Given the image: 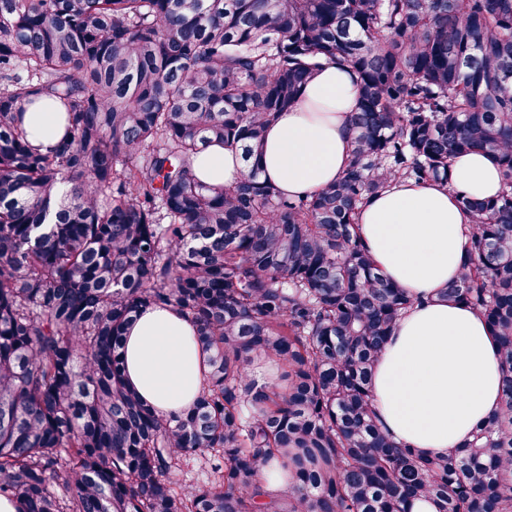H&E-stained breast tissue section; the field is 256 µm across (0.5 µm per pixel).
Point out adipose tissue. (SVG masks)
I'll return each instance as SVG.
<instances>
[{
	"label": "adipose tissue",
	"mask_w": 512,
	"mask_h": 512,
	"mask_svg": "<svg viewBox=\"0 0 512 512\" xmlns=\"http://www.w3.org/2000/svg\"><path fill=\"white\" fill-rule=\"evenodd\" d=\"M358 93L351 67L325 65L268 131L262 178L296 196L342 177ZM24 124L30 141L44 150L63 128L44 102L28 109ZM244 169L237 150L213 144L198 154L194 175L211 186H230ZM500 189L497 160L471 150L451 162L447 182L397 184L368 196L359 214L363 243L378 268L421 298L389 337L372 384L381 424L426 454L463 443L500 408L498 345L485 320L465 304L438 297L466 258L470 218L457 195L489 199ZM122 358L127 381L149 408L170 416L181 414L204 382L205 356L194 328L170 308L137 314L123 337Z\"/></svg>",
	"instance_id": "1"
}]
</instances>
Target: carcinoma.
Segmentation results:
<instances>
[{"mask_svg":"<svg viewBox=\"0 0 512 512\" xmlns=\"http://www.w3.org/2000/svg\"><path fill=\"white\" fill-rule=\"evenodd\" d=\"M359 75L349 168L305 196L261 179L268 127L330 63ZM39 97L64 113L41 151ZM218 142L247 172H192ZM467 258L441 296L499 346L501 406L425 456L379 422L372 374L418 298L359 234L366 196L448 181ZM195 327L201 392L146 407L122 369L140 309ZM277 460L293 482L270 496ZM196 463L204 478L177 479ZM63 488L58 493L54 487ZM0 496L24 512H512V0H0ZM59 114L60 112H54L46 102H38L28 109L24 116V124L29 139L35 146L45 150L57 143V133L64 126Z\"/></svg>","mask_w":512,"mask_h":512,"instance_id":"1","label":"carcinoma"}]
</instances>
